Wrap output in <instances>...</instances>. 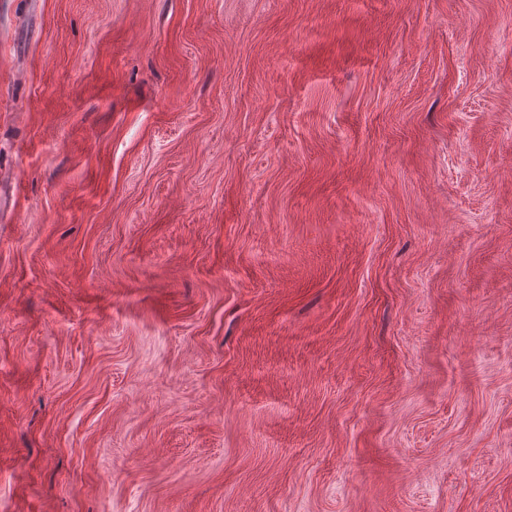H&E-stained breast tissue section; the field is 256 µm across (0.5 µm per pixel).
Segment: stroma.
<instances>
[{
	"label": "stroma",
	"mask_w": 512,
	"mask_h": 512,
	"mask_svg": "<svg viewBox=\"0 0 512 512\" xmlns=\"http://www.w3.org/2000/svg\"><path fill=\"white\" fill-rule=\"evenodd\" d=\"M0 512H512V0H0Z\"/></svg>",
	"instance_id": "1"
}]
</instances>
